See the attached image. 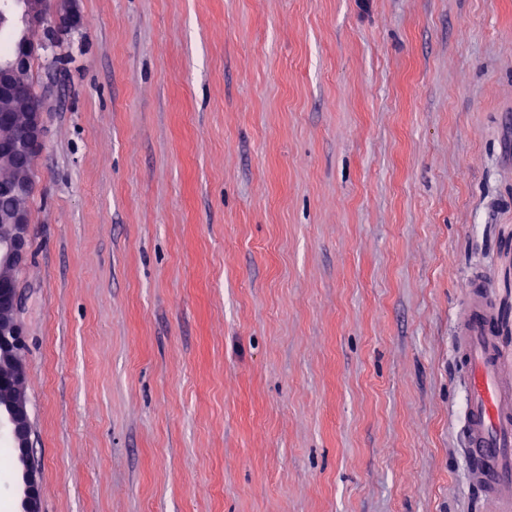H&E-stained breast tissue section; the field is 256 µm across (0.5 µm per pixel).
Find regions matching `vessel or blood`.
<instances>
[{
	"instance_id": "vessel-or-blood-1",
	"label": "vessel or blood",
	"mask_w": 512,
	"mask_h": 512,
	"mask_svg": "<svg viewBox=\"0 0 512 512\" xmlns=\"http://www.w3.org/2000/svg\"><path fill=\"white\" fill-rule=\"evenodd\" d=\"M469 291L458 348L467 381L464 456L485 491L494 495L512 484V373L502 365L487 289L473 283Z\"/></svg>"
}]
</instances>
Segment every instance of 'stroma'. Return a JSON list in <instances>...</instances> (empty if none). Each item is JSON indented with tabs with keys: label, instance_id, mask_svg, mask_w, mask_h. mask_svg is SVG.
<instances>
[{
	"label": "stroma",
	"instance_id": "1",
	"mask_svg": "<svg viewBox=\"0 0 512 512\" xmlns=\"http://www.w3.org/2000/svg\"><path fill=\"white\" fill-rule=\"evenodd\" d=\"M16 270L41 512H501L512 0H78ZM470 298L458 347L466 377L464 456L485 491L496 495L512 484V376L502 365L497 320L481 283L469 284Z\"/></svg>",
	"mask_w": 512,
	"mask_h": 512
}]
</instances>
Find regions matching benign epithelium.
<instances>
[{
	"label": "benign epithelium",
	"mask_w": 512,
	"mask_h": 512,
	"mask_svg": "<svg viewBox=\"0 0 512 512\" xmlns=\"http://www.w3.org/2000/svg\"><path fill=\"white\" fill-rule=\"evenodd\" d=\"M75 0H0V26L18 33L12 51L0 57V438L13 448L18 467L13 494L17 512H40V476L28 465L30 416L24 396L25 373L18 355L25 337L17 314L20 306L14 271L27 259L30 215L26 202L34 192L36 161L44 143V112L25 73L46 48L33 38L51 26L72 28L80 17Z\"/></svg>",
	"instance_id": "benign-epithelium-1"
}]
</instances>
